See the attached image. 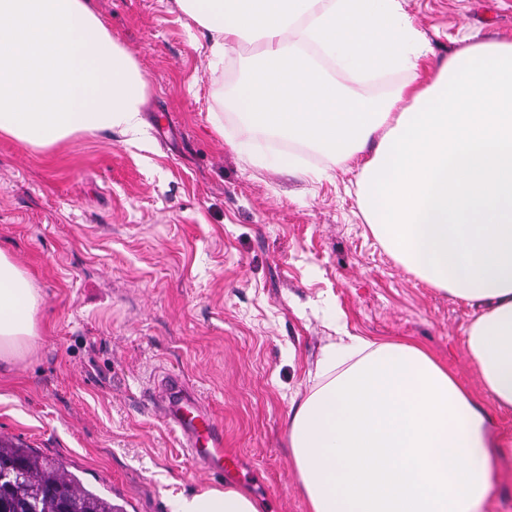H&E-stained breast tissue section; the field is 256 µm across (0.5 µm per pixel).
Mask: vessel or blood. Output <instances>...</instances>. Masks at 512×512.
<instances>
[{
  "mask_svg": "<svg viewBox=\"0 0 512 512\" xmlns=\"http://www.w3.org/2000/svg\"><path fill=\"white\" fill-rule=\"evenodd\" d=\"M150 400L162 421L179 429L183 446L207 472L220 476L239 468L237 456L224 451V432L213 412L182 376L165 374Z\"/></svg>",
  "mask_w": 512,
  "mask_h": 512,
  "instance_id": "b4317fda",
  "label": "vessel or blood"
}]
</instances>
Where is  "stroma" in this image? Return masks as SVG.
<instances>
[{
	"label": "stroma",
	"instance_id": "1",
	"mask_svg": "<svg viewBox=\"0 0 512 512\" xmlns=\"http://www.w3.org/2000/svg\"><path fill=\"white\" fill-rule=\"evenodd\" d=\"M146 79L145 140L93 131L49 148L0 134V250L44 304L32 355L0 363V439L62 459L124 512H169L170 495L224 488L149 402L179 371L256 479L265 512H308L286 418L337 327L411 342L481 393L466 345L475 312L421 280L360 211L357 172L284 142L303 174L252 164L274 135L232 105L256 60L243 41L213 73L176 0H91ZM443 60L512 39V0H403ZM351 97L381 99L405 73L359 76L324 62ZM224 115L223 131L212 124Z\"/></svg>",
	"mask_w": 512,
	"mask_h": 512
}]
</instances>
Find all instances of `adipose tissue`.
<instances>
[{
	"mask_svg": "<svg viewBox=\"0 0 512 512\" xmlns=\"http://www.w3.org/2000/svg\"><path fill=\"white\" fill-rule=\"evenodd\" d=\"M259 63L235 93L254 130L358 163L359 204L381 244L476 316V399L420 347L343 335L291 403L289 452L309 512H491L512 409V41L478 42L418 77L430 47L401 0H178ZM309 45L317 56L302 53ZM357 74L409 71L386 99L346 96L317 57ZM146 83L89 0H0V133L36 147L75 135H146ZM43 298L0 252V361L31 354ZM170 512H259L237 489L178 493Z\"/></svg>",
	"mask_w": 512,
	"mask_h": 512,
	"instance_id": "ef3b65f1",
	"label": "adipose tissue"
}]
</instances>
